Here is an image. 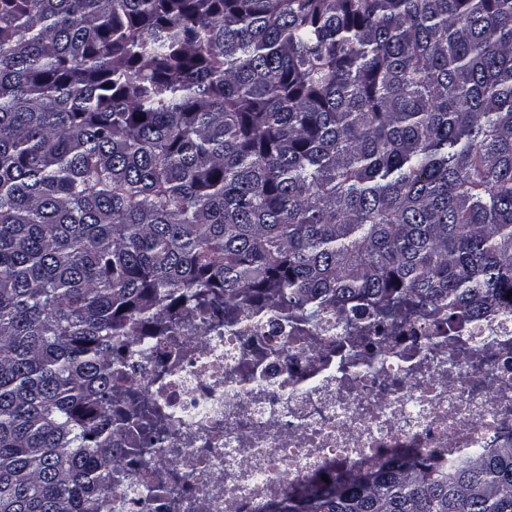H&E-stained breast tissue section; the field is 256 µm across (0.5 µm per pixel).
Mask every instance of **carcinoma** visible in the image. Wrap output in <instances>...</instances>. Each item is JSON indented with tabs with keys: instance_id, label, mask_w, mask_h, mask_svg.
Returning a JSON list of instances; mask_svg holds the SVG:
<instances>
[{
	"instance_id": "1",
	"label": "carcinoma",
	"mask_w": 512,
	"mask_h": 512,
	"mask_svg": "<svg viewBox=\"0 0 512 512\" xmlns=\"http://www.w3.org/2000/svg\"><path fill=\"white\" fill-rule=\"evenodd\" d=\"M510 290L512 0H0V512H108L112 368L183 304ZM267 512H512V439Z\"/></svg>"
}]
</instances>
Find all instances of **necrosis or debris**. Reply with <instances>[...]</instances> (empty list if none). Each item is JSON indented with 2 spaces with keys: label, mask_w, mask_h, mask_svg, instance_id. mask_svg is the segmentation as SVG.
Masks as SVG:
<instances>
[{
  "label": "necrosis or debris",
  "mask_w": 512,
  "mask_h": 512,
  "mask_svg": "<svg viewBox=\"0 0 512 512\" xmlns=\"http://www.w3.org/2000/svg\"><path fill=\"white\" fill-rule=\"evenodd\" d=\"M179 319L178 335L127 345L112 381L114 402L134 393L148 404L150 431L113 436L129 454L112 470L111 512H263L292 483L366 473L398 448L437 458L512 438V313L453 335L423 316L377 334L361 309L323 310L302 332L246 308L230 329L208 311ZM355 326L369 328L377 361L325 370Z\"/></svg>",
  "instance_id": "necrosis-or-debris-1"
}]
</instances>
